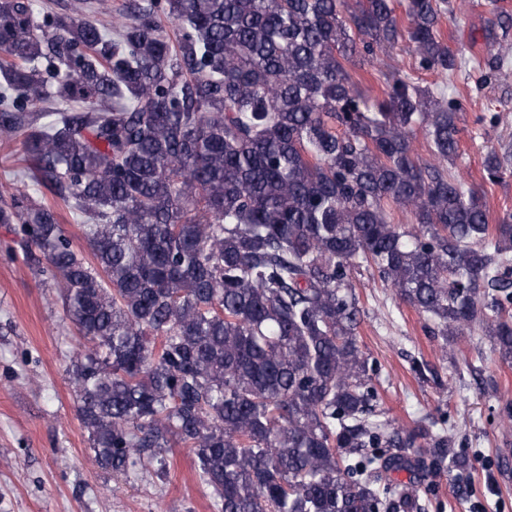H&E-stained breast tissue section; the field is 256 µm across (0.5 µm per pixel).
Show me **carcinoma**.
Instances as JSON below:
<instances>
[{
  "label": "carcinoma",
  "instance_id": "1",
  "mask_svg": "<svg viewBox=\"0 0 512 512\" xmlns=\"http://www.w3.org/2000/svg\"><path fill=\"white\" fill-rule=\"evenodd\" d=\"M403 7L404 30L394 0H75L63 16L0 0V141L22 137L90 255L35 191L0 224L20 225L84 340L73 378L98 465L162 476L180 445L218 512L417 509L386 474L445 459L448 435L375 411L351 274L375 269L434 335L479 329L512 362V215L489 223L448 173L457 99L393 72L372 102L345 69L405 37L418 69L462 70L448 0ZM482 166L506 174L493 151Z\"/></svg>",
  "mask_w": 512,
  "mask_h": 512
}]
</instances>
